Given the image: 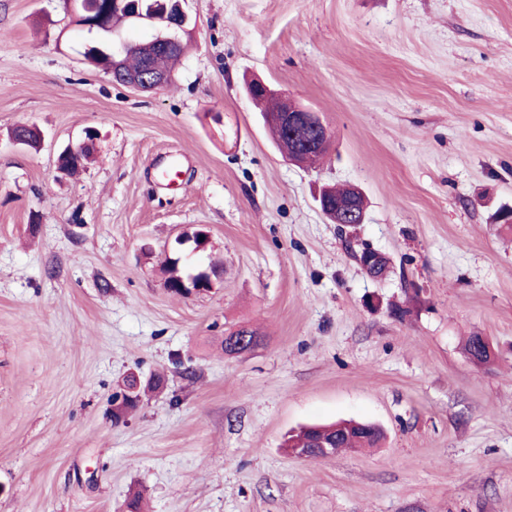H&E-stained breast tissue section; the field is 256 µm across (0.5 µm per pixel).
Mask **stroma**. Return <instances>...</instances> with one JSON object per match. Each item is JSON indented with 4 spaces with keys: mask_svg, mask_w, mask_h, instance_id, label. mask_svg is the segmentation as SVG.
<instances>
[{
    "mask_svg": "<svg viewBox=\"0 0 512 512\" xmlns=\"http://www.w3.org/2000/svg\"><path fill=\"white\" fill-rule=\"evenodd\" d=\"M184 8L173 80L143 92L84 65L64 0H0V512H512V0ZM251 79L319 113L320 164L279 151ZM327 185L359 188L364 223L325 217ZM198 225L179 266L221 278L181 297L162 265ZM241 327L256 346L225 354ZM132 373L164 384L121 414ZM342 419L386 439L285 453ZM89 137H92V136L91 135L86 136L84 142L78 148L67 147L63 152L60 153V155H62L63 157H69L71 155L72 156L76 155L84 147L90 146L93 144L95 137H92V139H89ZM92 153H93V148H91V147L84 148L78 157H75L71 161H69V167H70L69 172H74V171L78 170L80 167H82L84 165V162L90 158ZM59 156H58V161H57L58 162V170L60 172L67 173L66 168L64 166H61V162L59 161Z\"/></svg>",
    "mask_w": 512,
    "mask_h": 512,
    "instance_id": "1",
    "label": "stroma"
}]
</instances>
